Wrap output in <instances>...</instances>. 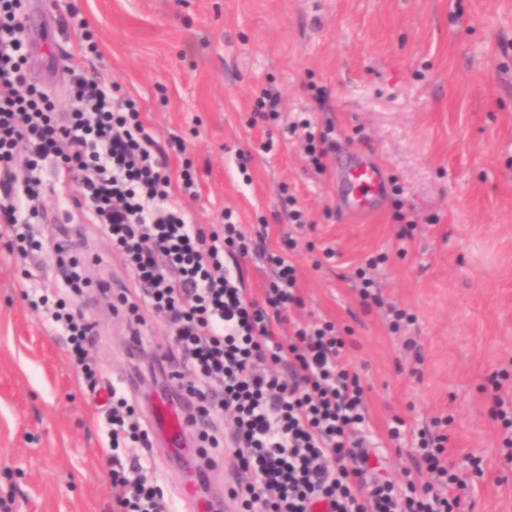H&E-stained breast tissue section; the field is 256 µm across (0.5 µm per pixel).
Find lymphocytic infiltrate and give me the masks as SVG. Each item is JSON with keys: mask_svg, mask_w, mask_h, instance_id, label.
<instances>
[{"mask_svg": "<svg viewBox=\"0 0 512 512\" xmlns=\"http://www.w3.org/2000/svg\"><path fill=\"white\" fill-rule=\"evenodd\" d=\"M23 0H0V239L20 255L41 251L20 215L35 218L39 201L55 187L80 185L75 203L112 241L133 286L118 301L133 325L141 306L165 317L172 346L165 356L181 387L175 397L203 420L200 447H226L245 481L230 495L241 512H455L458 476L444 458V437L409 428L402 417L387 424L395 446L415 443L416 471L434 482L400 485L370 476L381 444L365 390L343 356L346 341L326 320L280 335L291 310L303 307L296 268L287 253L267 245V231L248 233L232 212L220 226L188 221L185 197L196 172L173 173L169 157L144 125L134 100L77 64L65 76L73 106L61 114L50 93L30 81L23 33ZM61 229L53 243L61 285L44 289L51 319L66 334L71 358L95 378L88 347L96 324L68 307L67 296L90 285ZM271 265L261 294L248 292L242 265L252 255ZM107 416L112 512H172L149 450L153 433L135 421L123 386L110 390ZM232 427L222 432L224 416Z\"/></svg>", "mask_w": 512, "mask_h": 512, "instance_id": "obj_1", "label": "lymphocytic infiltrate"}]
</instances>
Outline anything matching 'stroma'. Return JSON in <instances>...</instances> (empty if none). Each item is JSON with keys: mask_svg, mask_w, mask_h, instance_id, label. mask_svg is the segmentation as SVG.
Here are the masks:
<instances>
[{"mask_svg": "<svg viewBox=\"0 0 512 512\" xmlns=\"http://www.w3.org/2000/svg\"><path fill=\"white\" fill-rule=\"evenodd\" d=\"M26 73L71 107L60 72L86 19L97 52L77 55L135 100L160 141L181 136L173 170L197 172L196 224L232 209L270 245L292 236L305 305L295 321L335 322L378 432L393 416L447 436L466 483L464 512H512V449L493 398L512 403V0H25ZM268 90L279 115L255 119ZM308 118L333 124L316 171L304 156ZM365 149L383 168L378 210L348 217L338 166ZM250 157L247 170L239 154ZM311 222L289 223L290 207ZM74 252L93 283L130 280L88 220ZM335 248L328 260L324 246ZM382 306L364 308L359 267ZM57 271L48 252L21 257L0 239V495L13 512H109L105 413L60 330L30 303ZM77 307L96 323L102 381L130 363L125 311L98 298ZM412 314L400 329L392 309Z\"/></svg>", "mask_w": 512, "mask_h": 512, "instance_id": "obj_1", "label": "stroma"}]
</instances>
